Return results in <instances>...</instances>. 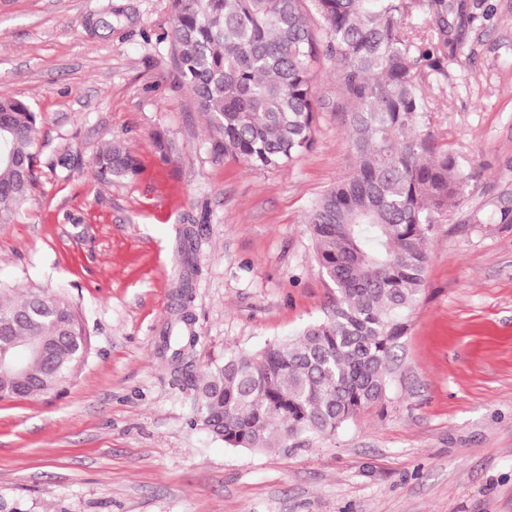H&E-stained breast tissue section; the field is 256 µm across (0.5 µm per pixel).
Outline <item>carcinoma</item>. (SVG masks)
Here are the masks:
<instances>
[{"instance_id": "obj_1", "label": "carcinoma", "mask_w": 512, "mask_h": 512, "mask_svg": "<svg viewBox=\"0 0 512 512\" xmlns=\"http://www.w3.org/2000/svg\"><path fill=\"white\" fill-rule=\"evenodd\" d=\"M171 43L181 84L209 122L214 155L281 168L309 150L318 112L312 73L336 61L354 173L308 216L316 260L334 288L324 318L292 339L210 364L196 386L200 418L228 448L288 453L334 434L386 398L423 286L436 215L458 203L463 176L427 131L419 72L441 69L447 0H428L425 45L404 31V0H172ZM37 113L0 97V224L36 188ZM138 173L116 147L99 155L102 179ZM0 348L42 343L46 359L0 367V398L58 390L87 339L63 296L30 289L0 299Z\"/></svg>"}]
</instances>
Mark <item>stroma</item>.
<instances>
[{
    "mask_svg": "<svg viewBox=\"0 0 512 512\" xmlns=\"http://www.w3.org/2000/svg\"><path fill=\"white\" fill-rule=\"evenodd\" d=\"M171 0H0V96L40 121V184L0 224V284L64 293L88 347L60 390L0 399V505L20 512H512V0H448L430 131L467 174L437 217L385 401L288 454L202 426L203 367L323 317L305 231L354 171L335 61L314 145L215 156L177 80ZM117 146L136 175L102 181ZM185 301L193 348L162 350Z\"/></svg>",
    "mask_w": 512,
    "mask_h": 512,
    "instance_id": "obj_1",
    "label": "stroma"
}]
</instances>
